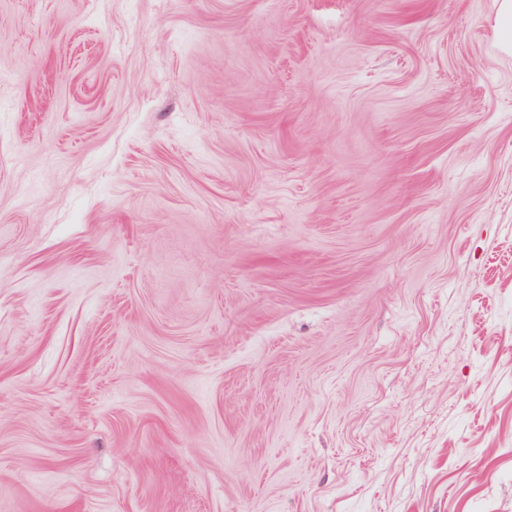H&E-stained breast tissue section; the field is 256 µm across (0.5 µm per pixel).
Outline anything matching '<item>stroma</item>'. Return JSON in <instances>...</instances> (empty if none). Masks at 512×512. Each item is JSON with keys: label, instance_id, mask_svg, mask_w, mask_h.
Listing matches in <instances>:
<instances>
[{"label": "stroma", "instance_id": "1", "mask_svg": "<svg viewBox=\"0 0 512 512\" xmlns=\"http://www.w3.org/2000/svg\"><path fill=\"white\" fill-rule=\"evenodd\" d=\"M0 512H512L495 0H0Z\"/></svg>", "mask_w": 512, "mask_h": 512}]
</instances>
